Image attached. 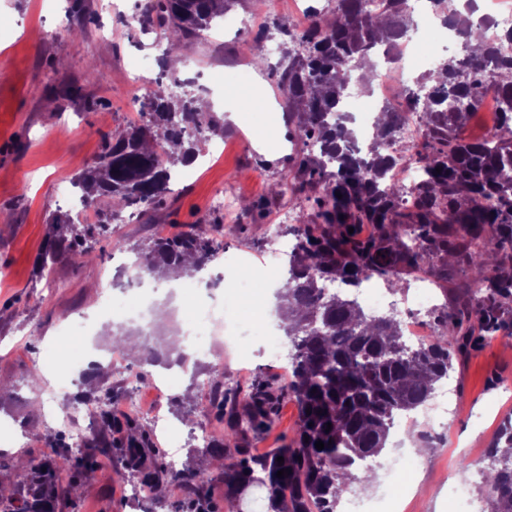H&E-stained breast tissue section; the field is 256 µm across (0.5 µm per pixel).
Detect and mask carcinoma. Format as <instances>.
<instances>
[{"instance_id":"carcinoma-1","label":"carcinoma","mask_w":512,"mask_h":512,"mask_svg":"<svg viewBox=\"0 0 512 512\" xmlns=\"http://www.w3.org/2000/svg\"><path fill=\"white\" fill-rule=\"evenodd\" d=\"M240 2L142 0L140 28L191 43ZM380 2L367 11L362 0H337L332 19L300 37L299 52L290 47L293 27L277 26L284 45L278 85L302 142L294 168L273 190L305 213L287 227L294 254L277 293L279 308L288 311L284 332L294 349L288 369L299 417L295 440L269 458L248 455L247 432L271 421L283 394L259 381L243 396L245 412L227 423L224 439L196 450L211 470L188 465L174 477L158 464L160 449L149 434L105 410L109 394L94 399L102 432L88 441L85 467L100 456L112 458L117 470L154 490L157 508L171 484L193 506L208 500L212 482L220 481L232 495L252 483L263 488L269 512H336L359 481L358 471L384 450L395 420L426 406L448 378L453 356L487 336H512V54L501 52L487 27L472 22L471 0H431L455 31L456 45L406 94L407 106L423 116L415 156L424 180L405 204L389 154L396 113L382 110L384 121L376 124L364 154L351 145L348 117L331 120L353 72L380 46L395 60L401 38L413 27L404 0ZM487 87L498 94L502 126L482 140L457 137ZM195 102L190 93L175 100L158 92L141 104L139 121L105 136L96 163L71 180L96 222L77 224L68 212L54 216L35 262L39 278L49 277L64 257L90 259L88 240L107 232L126 209L159 206L174 167L193 163L200 142L224 136L223 125ZM366 225L372 228L367 235ZM235 230L234 224L200 222L158 236L145 249L123 238L113 239L112 247L136 254L149 276L191 275L217 258L224 236ZM406 271L445 294L449 276L467 277L466 291L453 305L430 311L434 336L415 349L406 348L394 316H372L354 298L324 293L326 282L357 288L371 277L393 294L403 292ZM142 356L152 365L183 359L173 343L164 349L146 345ZM208 376L224 397V366L212 364ZM319 440L322 450L315 447ZM229 444L236 454L224 453ZM50 448L39 461L17 457L24 485L0 489V512H62L61 502L77 493L78 480L58 488L60 474L75 467L68 446L53 440ZM279 456L284 462H277ZM490 457L498 462L486 475L490 512H512V417L501 424ZM284 469L292 473L277 477Z\"/></svg>"}]
</instances>
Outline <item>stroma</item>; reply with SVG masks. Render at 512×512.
Returning a JSON list of instances; mask_svg holds the SVG:
<instances>
[{"mask_svg":"<svg viewBox=\"0 0 512 512\" xmlns=\"http://www.w3.org/2000/svg\"><path fill=\"white\" fill-rule=\"evenodd\" d=\"M113 0H0V379L8 383L0 399V419L26 424L27 437L12 440L0 431V484L9 487L22 480L11 458L25 451L42 457L47 436L62 434L59 421L43 418L47 387L55 369L36 364L39 348L59 340L65 322L78 315L93 321V350L109 351L112 320L99 313V296L110 289L122 258L106 236L92 240L91 262L64 260L55 265L49 280L33 272L44 245L52 216L66 207L57 194L59 182L71 180L92 164L105 134L137 120L140 105L157 89L182 96L176 80L190 82L196 97H212L210 78L221 71L232 75L252 70L255 81L244 86L225 82L223 100L214 115L224 124L223 139L200 146L196 161L186 166L182 181L173 183L164 203L148 214L123 213L115 229L132 244L147 246L159 234H172L205 220H223L212 207L218 188L235 190L241 204L233 218L236 234L225 236V256H243L255 266H272L275 257L267 245L266 228L276 223L287 201H277L270 187L287 173L297 150L288 138V118L273 87L277 82L278 55H265L268 66L257 69L256 56L264 55L269 41L277 40L276 25L288 23L293 8L315 6L331 17L325 0H282L283 10L269 12L266 0H243L231 17L247 21L244 29L222 27L207 40L180 49L183 67L167 63L171 42L139 33L125 20L137 0H124V13H115ZM85 21L82 38H71L59 26L63 17ZM157 57V76L141 78L125 72L132 55ZM264 338L256 336L248 355H241L231 339L212 343L210 355L201 359L195 377L185 378L179 390L183 409L172 412L169 430L153 428L145 408L158 403L154 391L155 367L141 359L122 356L117 368L90 376L80 390L100 386L112 403L125 406L136 400L141 409L137 425L150 432L156 447L174 455L179 464L193 460L189 439L196 428L198 404L208 403L207 369L213 359L224 361L225 415L241 407L243 393L258 381L286 386L288 365L270 360L263 351ZM454 369L442 382L455 398L448 418L444 447L429 444L424 411L407 435L392 432L382 458L399 447L414 449L406 512H456L448 493L456 479L471 495L484 498V470L477 458L489 447L505 417L512 416V345L504 336L487 338L453 361ZM42 376L46 388L35 393L27 383L30 373ZM298 409L292 396H281L275 418L264 429L249 434L250 454L267 455L295 439ZM132 477L118 474L102 460L92 479L84 481L79 498L65 502L63 512H140L143 500L130 497Z\"/></svg>","mask_w":512,"mask_h":512,"instance_id":"stroma-1","label":"stroma"}]
</instances>
